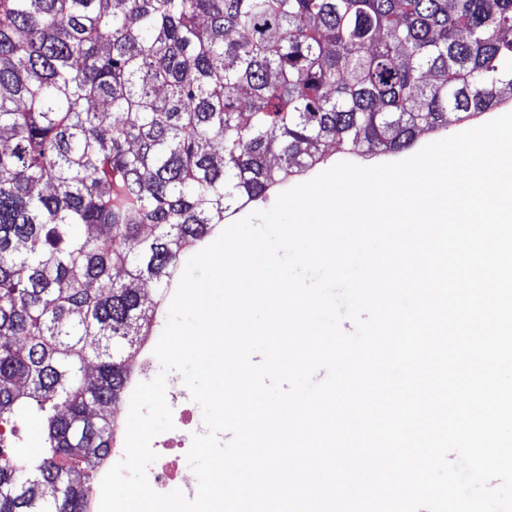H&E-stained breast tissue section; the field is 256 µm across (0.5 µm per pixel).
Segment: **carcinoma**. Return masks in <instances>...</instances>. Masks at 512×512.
I'll list each match as a JSON object with an SVG mask.
<instances>
[{
    "label": "carcinoma",
    "instance_id": "1",
    "mask_svg": "<svg viewBox=\"0 0 512 512\" xmlns=\"http://www.w3.org/2000/svg\"><path fill=\"white\" fill-rule=\"evenodd\" d=\"M512 98V0H0V512H84L187 245ZM154 284L155 301L139 284ZM512 112V109H510L507 112L504 111H495V112H485L484 114H480L477 116H474L470 118L467 121H457L456 116L454 114H448V125L444 127L439 133L430 135L427 137H424L418 141V143L409 151L403 152L401 154L396 155H381L379 153H376L374 151H369L367 147H364L362 149H359L355 154H348L347 147L344 146H336V154H334L331 159L324 165H321L317 169L311 171L308 175L288 184V187L284 188L281 191L272 193L269 197H267L263 201H259L258 203H255L243 210H240L238 212L232 213L228 216L227 219L224 220V227L218 228V230L206 241L205 245L202 247L195 246L193 249L188 250L185 252L181 259V271H180V277L177 281V283L172 288H178L182 273L185 269V266L188 262V260L212 244L221 234L222 232L228 228L233 223L243 219L244 217L248 216L250 213L254 211H260V210H268L270 209L276 202L277 197L280 193L283 191H286L292 187H295L297 185L303 184L305 182H308L321 174L322 172L332 168L336 164L340 162H351L353 164L369 167V166H375L380 164H386V163H393L398 162L404 159H407L413 155H415L417 152H419L424 146L427 144H430L432 142L450 137L452 135L458 134L460 132H463L465 130L475 128L478 126H481L493 119H496L506 113ZM29 422L28 420L18 421L11 432L7 428L8 437L0 444V448L3 449L5 455L10 456L16 453H23L24 449L31 448L33 443V427Z\"/></svg>",
    "mask_w": 512,
    "mask_h": 512
}]
</instances>
